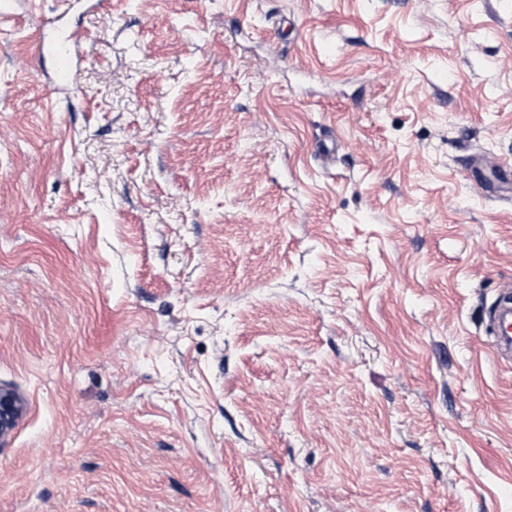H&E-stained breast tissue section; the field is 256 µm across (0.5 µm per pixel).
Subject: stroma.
Listing matches in <instances>:
<instances>
[{
  "mask_svg": "<svg viewBox=\"0 0 512 512\" xmlns=\"http://www.w3.org/2000/svg\"><path fill=\"white\" fill-rule=\"evenodd\" d=\"M9 7L0 512H512V0ZM78 36L70 32L56 48L57 76L62 82L67 81L73 67V48L78 46ZM502 324L495 318L489 323V333L494 339V351L501 358L512 357V296L502 305ZM24 406L23 399L10 389L0 388V436L15 426Z\"/></svg>",
  "mask_w": 512,
  "mask_h": 512,
  "instance_id": "obj_1",
  "label": "stroma"
}]
</instances>
